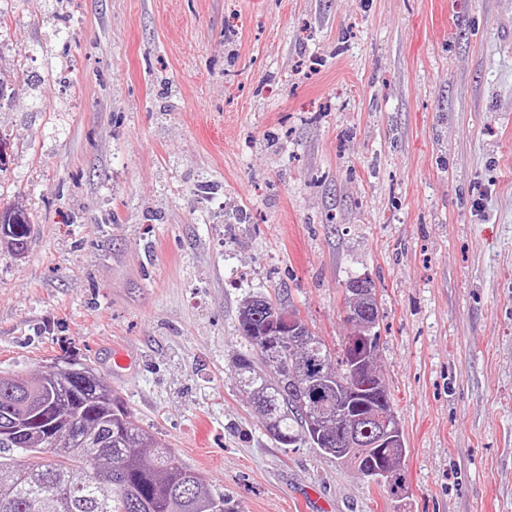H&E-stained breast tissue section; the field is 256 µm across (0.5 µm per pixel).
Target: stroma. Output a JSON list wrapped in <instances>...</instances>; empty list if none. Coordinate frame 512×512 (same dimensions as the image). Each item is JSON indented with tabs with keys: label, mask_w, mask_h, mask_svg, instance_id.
Wrapping results in <instances>:
<instances>
[{
	"label": "stroma",
	"mask_w": 512,
	"mask_h": 512,
	"mask_svg": "<svg viewBox=\"0 0 512 512\" xmlns=\"http://www.w3.org/2000/svg\"><path fill=\"white\" fill-rule=\"evenodd\" d=\"M0 83V373L90 364L236 512H512V0H11ZM358 276L382 486L231 368L256 294L339 349ZM30 234V224L20 211L0 213V247L5 246L9 252L18 256L25 252ZM368 281L370 285L369 288H371V295L369 299L371 305L369 307L367 316H365V314L359 315L358 326L361 328L370 329V333L372 335L374 354L370 358H368L367 362L363 364L362 370L365 374L369 375V377H376L382 381L376 367V348L378 335L376 334V332L373 331L378 323V305L375 297L376 294L374 284L372 283L371 280Z\"/></svg>",
	"instance_id": "1"
}]
</instances>
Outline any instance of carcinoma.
<instances>
[{"label":"carcinoma","mask_w":512,"mask_h":512,"mask_svg":"<svg viewBox=\"0 0 512 512\" xmlns=\"http://www.w3.org/2000/svg\"><path fill=\"white\" fill-rule=\"evenodd\" d=\"M30 224L20 211L0 213V247L14 255L27 248ZM358 326L378 335V305L370 295ZM266 297L239 313L245 349L231 365L238 388L283 448L304 443L354 464L364 478L385 484L406 448H375L373 407L394 409L387 392L360 381L349 388L350 356L342 358L313 332L307 338L270 333ZM82 423L106 452L71 432L66 418ZM0 512H235L207 477L143 429L112 387L98 376L39 374L31 382L0 376Z\"/></svg>","instance_id":"obj_1"}]
</instances>
